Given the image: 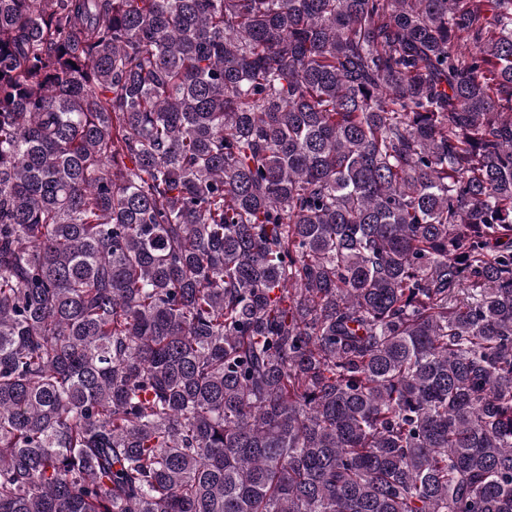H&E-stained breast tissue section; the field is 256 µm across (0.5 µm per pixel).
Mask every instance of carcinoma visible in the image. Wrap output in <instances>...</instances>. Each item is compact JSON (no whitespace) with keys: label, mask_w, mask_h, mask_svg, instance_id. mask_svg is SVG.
<instances>
[{"label":"carcinoma","mask_w":512,"mask_h":512,"mask_svg":"<svg viewBox=\"0 0 512 512\" xmlns=\"http://www.w3.org/2000/svg\"><path fill=\"white\" fill-rule=\"evenodd\" d=\"M0 512H512V0H0Z\"/></svg>","instance_id":"cac0c4a2"}]
</instances>
